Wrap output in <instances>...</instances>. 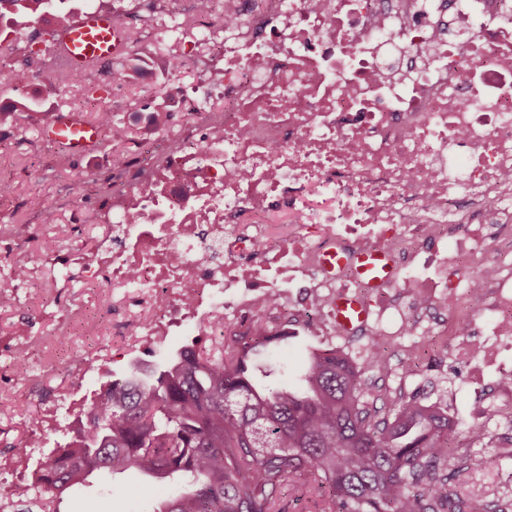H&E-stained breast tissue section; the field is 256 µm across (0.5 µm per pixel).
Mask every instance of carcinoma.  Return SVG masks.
Segmentation results:
<instances>
[{"mask_svg": "<svg viewBox=\"0 0 512 512\" xmlns=\"http://www.w3.org/2000/svg\"><path fill=\"white\" fill-rule=\"evenodd\" d=\"M65 0H0L12 32L65 25ZM96 122L109 141L122 136L107 112ZM271 336L182 348L161 367L132 366L102 395L87 433L55 449L36 483L61 503L93 473L134 470L148 477L138 494L151 512H282L285 487L321 512H506L464 499L450 486L467 469L469 447L489 432L448 418L417 397L367 386L387 358L375 340L370 362L355 367L337 351L313 352L304 390L260 389L252 361Z\"/></svg>", "mask_w": 512, "mask_h": 512, "instance_id": "obj_1", "label": "carcinoma"}]
</instances>
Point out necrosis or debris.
<instances>
[{
	"label": "necrosis or debris",
	"instance_id": "necrosis-or-debris-1",
	"mask_svg": "<svg viewBox=\"0 0 512 512\" xmlns=\"http://www.w3.org/2000/svg\"><path fill=\"white\" fill-rule=\"evenodd\" d=\"M167 66L163 111L112 163V235L95 250H54L48 336L79 312L61 299L81 281L118 292L125 318L74 370L86 374L185 332L214 337L238 315L280 326L289 304L311 336L336 335L333 300L354 278L325 273L323 251L380 248L396 260L397 297L369 313L378 341L439 330L469 382L491 396L472 422L512 416V0H229L201 7ZM201 69L187 84L188 60ZM296 215L287 237L244 213ZM0 304L32 293L36 262L0 226ZM495 314L469 341L477 298ZM30 450L0 461V502L21 512L22 476L52 434L87 428L78 389L40 397Z\"/></svg>",
	"mask_w": 512,
	"mask_h": 512
}]
</instances>
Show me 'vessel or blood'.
Returning a JSON list of instances; mask_svg holds the SVG:
<instances>
[{
  "mask_svg": "<svg viewBox=\"0 0 512 512\" xmlns=\"http://www.w3.org/2000/svg\"><path fill=\"white\" fill-rule=\"evenodd\" d=\"M122 46L120 25L111 15L97 11L85 12L62 28L55 42L56 51L76 71L112 59ZM39 132L44 140L77 158L94 153L102 138L101 129L77 112L57 113ZM323 264L332 271L351 268L356 279L372 289L384 287L395 272L393 258L381 250L348 254L332 250L325 254ZM334 317L341 330L353 332L365 323L368 308L359 297L343 292L334 302Z\"/></svg>",
  "mask_w": 512,
  "mask_h": 512,
  "instance_id": "obj_1",
  "label": "vessel or blood"
}]
</instances>
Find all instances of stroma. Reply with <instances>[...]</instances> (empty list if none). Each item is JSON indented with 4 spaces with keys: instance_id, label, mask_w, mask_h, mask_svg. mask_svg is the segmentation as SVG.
<instances>
[{
    "instance_id": "1",
    "label": "stroma",
    "mask_w": 512,
    "mask_h": 512,
    "mask_svg": "<svg viewBox=\"0 0 512 512\" xmlns=\"http://www.w3.org/2000/svg\"><path fill=\"white\" fill-rule=\"evenodd\" d=\"M147 27L137 21L131 23L130 30L139 46L153 50L154 62L147 68L130 64L125 81L128 94L118 104L108 97L103 102H96L88 93L92 86L110 81L111 66L99 67L77 79L63 75L59 81V92L49 96L38 79L39 71L45 66L43 59L28 61L23 42H0V56L15 59L30 76L21 91L0 86V103L23 96L43 102L40 111L21 114L11 123L0 124V183L10 186L9 194L0 201V225L41 226L40 238L30 245L34 257L41 261L37 270L40 281H49L51 277L48 265L42 262L50 251L75 237L89 249L109 238L111 231L101 221L100 215L108 194L112 150L103 147L85 158L72 159L44 141L38 129L50 120L52 111L65 112L73 105L79 106L83 116L91 121L102 110L111 113L141 110L159 96L164 90L161 71L172 41L149 35ZM34 169L39 170L40 181L30 178L29 173ZM63 295L82 313L73 336L62 343L34 345L28 359L6 363L9 380L0 391V454L8 451L31 421L35 405L20 399L19 394L34 382L32 376L37 364L48 361L69 363L112 333L111 297H99L78 283L64 289ZM43 307V301L36 298L30 304L0 310V344L17 345L25 342L27 337L42 335L45 330V321L41 317ZM191 342V337L176 336L168 346L158 351L147 355L135 353L133 360L115 362L87 374L85 379L64 374L44 378L39 384L41 388L52 391L80 384L90 392L125 372L131 361L153 367L166 362ZM316 347V342L302 333L272 346L270 354L261 353L254 359L257 380L268 378L281 384H296L307 357ZM389 356L393 373L382 378L383 386L442 401L462 420H469L477 393L465 381L466 367L450 357L447 350L429 342L418 352L390 348ZM505 433L512 435L511 420L502 422L498 430L492 431L490 443L476 452V464L460 480L461 493L491 500L504 490L512 491V461L504 462L497 457L501 436ZM143 481V476L130 471L114 477L112 482L96 483L74 492L68 501L62 503L61 512H143L145 505L136 494Z\"/></svg>"
}]
</instances>
